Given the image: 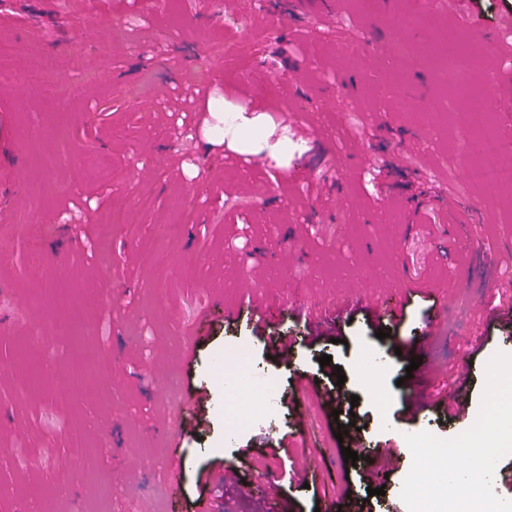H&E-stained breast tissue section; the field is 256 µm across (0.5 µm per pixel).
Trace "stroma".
Wrapping results in <instances>:
<instances>
[{"label": "stroma", "instance_id": "stroma-1", "mask_svg": "<svg viewBox=\"0 0 512 512\" xmlns=\"http://www.w3.org/2000/svg\"><path fill=\"white\" fill-rule=\"evenodd\" d=\"M72 2L67 16L44 0L0 11L10 49L0 57V512L47 502L58 512H203L219 502L256 512L220 483L227 463L248 484L274 475L280 512H408L406 434L466 431L439 403L457 364L468 367L475 414L487 363L512 354V323L496 318L508 302L499 285L512 283V194L471 181L463 126L418 119L457 107L432 68L450 44L472 45L504 72L512 0H335L338 41L318 37V15L290 13L289 0H273L268 29L249 22L245 0ZM401 16L425 57L395 52ZM258 67L272 73L266 86L250 79ZM215 102L285 152L215 135ZM383 166L389 176L374 177ZM452 194L482 209L478 233L498 243L492 259L452 238ZM114 208L131 222L106 223ZM452 267L463 286L437 302L424 286ZM359 281L403 299L401 319L376 326L357 307L335 337L303 338L289 295L323 310ZM256 283L272 305L259 334L247 327ZM432 319L435 368L416 383L409 349ZM287 334L298 339L288 365L273 355ZM77 347L110 381L73 384ZM325 354L342 367V388L321 375ZM30 365L39 382L16 397ZM265 378L279 389L276 412L227 439V419L256 408ZM202 385L212 396L202 426L178 429ZM416 385L429 401L408 422ZM299 392L298 429L289 397ZM353 425L367 453L350 467L335 433ZM270 429L302 432L319 472L301 476L298 448L267 455ZM387 440L402 459L371 496L363 474ZM128 454L146 467L120 485Z\"/></svg>", "mask_w": 512, "mask_h": 512}]
</instances>
